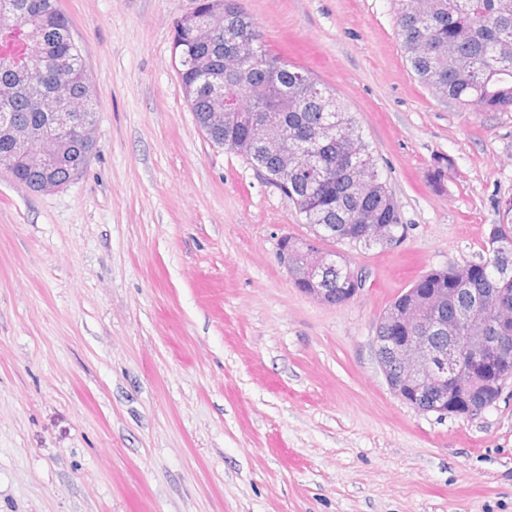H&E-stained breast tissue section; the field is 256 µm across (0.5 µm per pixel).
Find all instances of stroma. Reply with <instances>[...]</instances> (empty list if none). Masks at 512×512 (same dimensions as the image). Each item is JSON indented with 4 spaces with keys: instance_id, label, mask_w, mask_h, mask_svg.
<instances>
[{
    "instance_id": "1",
    "label": "stroma",
    "mask_w": 512,
    "mask_h": 512,
    "mask_svg": "<svg viewBox=\"0 0 512 512\" xmlns=\"http://www.w3.org/2000/svg\"><path fill=\"white\" fill-rule=\"evenodd\" d=\"M58 3L95 146L52 191L0 168V512H512V381L472 419L424 413L372 344L415 280L484 258L512 111L423 86L394 0H238L351 113L398 205L396 244H339L364 286L325 305L278 259L303 216L186 102L194 0Z\"/></svg>"
}]
</instances>
